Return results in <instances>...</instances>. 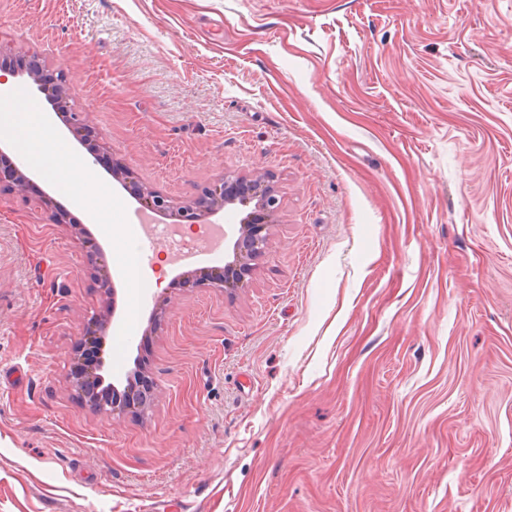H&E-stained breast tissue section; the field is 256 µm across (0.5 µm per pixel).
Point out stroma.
Instances as JSON below:
<instances>
[{
  "mask_svg": "<svg viewBox=\"0 0 512 512\" xmlns=\"http://www.w3.org/2000/svg\"><path fill=\"white\" fill-rule=\"evenodd\" d=\"M32 56L135 183L281 207L246 287L155 251L133 308L51 178L0 192V512H512V0H0Z\"/></svg>",
  "mask_w": 512,
  "mask_h": 512,
  "instance_id": "1",
  "label": "stroma"
}]
</instances>
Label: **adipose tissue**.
Instances as JSON below:
<instances>
[{
  "label": "adipose tissue",
  "instance_id": "1",
  "mask_svg": "<svg viewBox=\"0 0 512 512\" xmlns=\"http://www.w3.org/2000/svg\"><path fill=\"white\" fill-rule=\"evenodd\" d=\"M3 136L18 142L27 151L30 161L66 189L91 221L105 224L107 233L119 235L120 227L116 223L118 202L98 181L94 170L79 161L64 142L53 136L43 113H28L23 123L12 121L8 114L1 113L0 137Z\"/></svg>",
  "mask_w": 512,
  "mask_h": 512
}]
</instances>
